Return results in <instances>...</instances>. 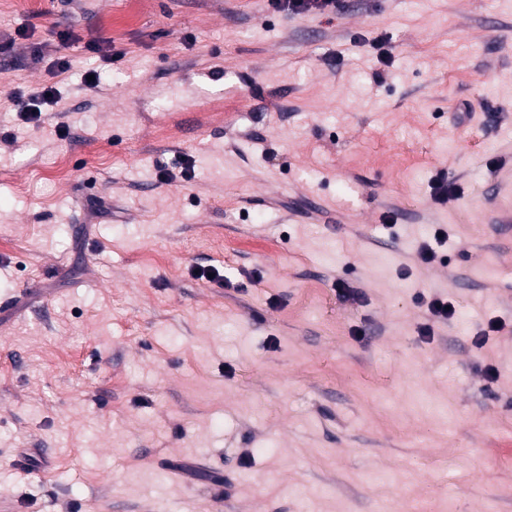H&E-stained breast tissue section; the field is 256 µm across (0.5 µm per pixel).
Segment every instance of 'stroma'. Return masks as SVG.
Returning a JSON list of instances; mask_svg holds the SVG:
<instances>
[{
	"mask_svg": "<svg viewBox=\"0 0 512 512\" xmlns=\"http://www.w3.org/2000/svg\"><path fill=\"white\" fill-rule=\"evenodd\" d=\"M1 41L0 512H512V0H36ZM269 2L275 9L288 11L294 15L310 12L335 14L343 7L341 0H270ZM51 93V96H48ZM57 97V90L54 87L44 89L38 96H31L28 101L24 100L22 94L16 93L11 99L17 107L20 116L26 123L40 124L42 119V111L36 101L40 99L44 103L54 102Z\"/></svg>",
	"mask_w": 512,
	"mask_h": 512,
	"instance_id": "stroma-1",
	"label": "stroma"
}]
</instances>
